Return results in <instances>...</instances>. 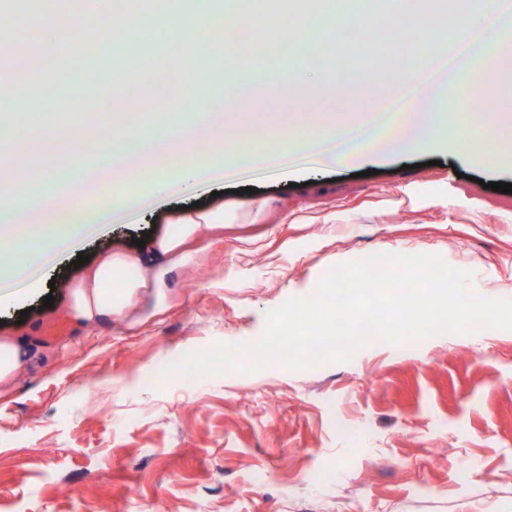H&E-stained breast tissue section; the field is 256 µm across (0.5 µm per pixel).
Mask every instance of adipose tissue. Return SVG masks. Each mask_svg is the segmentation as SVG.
<instances>
[{
  "label": "adipose tissue",
  "instance_id": "ef3b65f1",
  "mask_svg": "<svg viewBox=\"0 0 512 512\" xmlns=\"http://www.w3.org/2000/svg\"><path fill=\"white\" fill-rule=\"evenodd\" d=\"M162 3V15L146 16L137 30L124 24L113 0H86L85 7L95 26L125 41L165 20L169 53L196 74L205 109L150 135L139 119L113 115L98 134L103 148L92 164L70 155V163L79 167L78 179L61 192L0 214V283L24 282L30 271L70 251L81 236L105 230L145 204L208 192L244 165L274 171L300 154L323 167L347 169L382 152L403 157L447 138L462 159L512 167V111H487L479 117L469 110L470 102L484 98L488 87L512 79V0H443L440 8L414 14V31L404 38L405 70L349 124L337 123L328 112L314 113L301 134L258 128L216 156L200 150L198 142L223 139L226 117L242 110L249 89L236 74L246 58L237 44H193L183 33L223 31L227 18L239 14L245 0H233L218 12L205 5L190 14L180 0ZM271 31L279 51L289 54L307 32H321L329 42L342 34L325 0H310L305 9L276 0L273 11L253 14L250 48L260 47ZM214 71L222 73V82H208ZM455 84L461 91L451 112L443 106V93ZM116 128L122 129L121 138H113ZM92 196L105 197L106 205L89 209L86 202ZM223 234V210L181 208L162 237L135 253H109L88 267L70 291L68 315L80 327L131 319L137 297L162 291L174 268Z\"/></svg>",
  "mask_w": 512,
  "mask_h": 512
}]
</instances>
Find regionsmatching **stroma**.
Masks as SVG:
<instances>
[{
  "mask_svg": "<svg viewBox=\"0 0 512 512\" xmlns=\"http://www.w3.org/2000/svg\"><path fill=\"white\" fill-rule=\"evenodd\" d=\"M403 46L390 33L376 69L327 44L316 63L324 99L289 88L278 62L261 61L232 130L276 127L292 98L325 108L341 75L384 92ZM87 51L72 48L64 80L33 95L16 56L13 91L0 99L23 138L29 109L61 113L67 82L93 86ZM139 99L117 109L152 129L200 107L194 75L166 50L128 56ZM371 174L293 169L232 181L207 209L244 211L254 197L286 211L284 224L225 227L224 238L175 271L168 309L143 304L141 324L110 321L43 341L66 316L82 275L77 252L134 251L163 235L177 202L84 239L37 287L0 306V336L45 350L0 387V512H512V330L374 341L350 361L253 373L168 377L165 367L220 342L253 343L264 315L313 294L329 269L375 254L442 256L472 271L481 296L512 299V175L455 158L452 145L374 159ZM256 195H249V188ZM52 306H44L47 295Z\"/></svg>",
  "mask_w": 512,
  "mask_h": 512,
  "instance_id": "35a3bbf8",
  "label": "stroma"
}]
</instances>
